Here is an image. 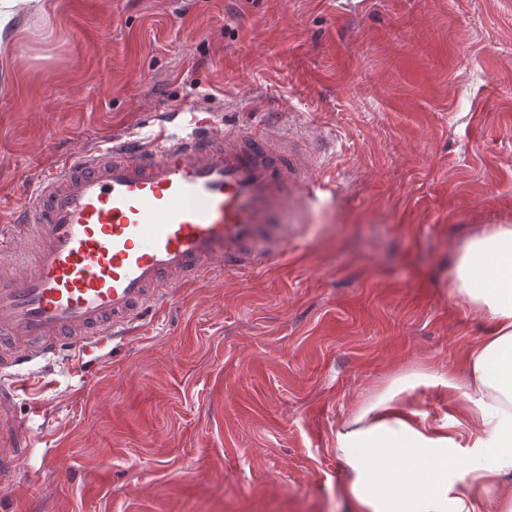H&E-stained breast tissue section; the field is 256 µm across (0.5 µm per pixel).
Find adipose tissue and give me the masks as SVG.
<instances>
[{
    "instance_id": "obj_1",
    "label": "adipose tissue",
    "mask_w": 512,
    "mask_h": 512,
    "mask_svg": "<svg viewBox=\"0 0 512 512\" xmlns=\"http://www.w3.org/2000/svg\"><path fill=\"white\" fill-rule=\"evenodd\" d=\"M49 0H0V55L30 21H47ZM483 319L463 357V380L418 372L394 377L363 401L336 434L347 466L339 491L353 512H512V224H488L458 254L449 282ZM460 393L462 418H431L411 405L417 386ZM475 457L457 475L448 458Z\"/></svg>"
}]
</instances>
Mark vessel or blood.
<instances>
[{
	"label": "vessel or blood",
	"mask_w": 512,
	"mask_h": 512,
	"mask_svg": "<svg viewBox=\"0 0 512 512\" xmlns=\"http://www.w3.org/2000/svg\"><path fill=\"white\" fill-rule=\"evenodd\" d=\"M311 152L270 126L205 119L184 135L163 128L73 152L0 226V370L100 348L166 307L174 287L284 257L298 227L279 216L321 188ZM9 399L0 392L1 482L24 437L3 413Z\"/></svg>",
	"instance_id": "b4317fda"
}]
</instances>
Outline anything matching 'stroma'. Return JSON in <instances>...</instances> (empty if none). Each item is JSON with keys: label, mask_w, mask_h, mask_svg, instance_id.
Returning <instances> with one entry per match:
<instances>
[{"label": "stroma", "mask_w": 512, "mask_h": 512, "mask_svg": "<svg viewBox=\"0 0 512 512\" xmlns=\"http://www.w3.org/2000/svg\"><path fill=\"white\" fill-rule=\"evenodd\" d=\"M0 59V199L79 146L215 126L312 135L299 246L177 292L137 339L23 368L0 512H351L336 432L395 375L459 372L470 235L512 224V0H52ZM412 406L460 416L420 385Z\"/></svg>", "instance_id": "1"}]
</instances>
